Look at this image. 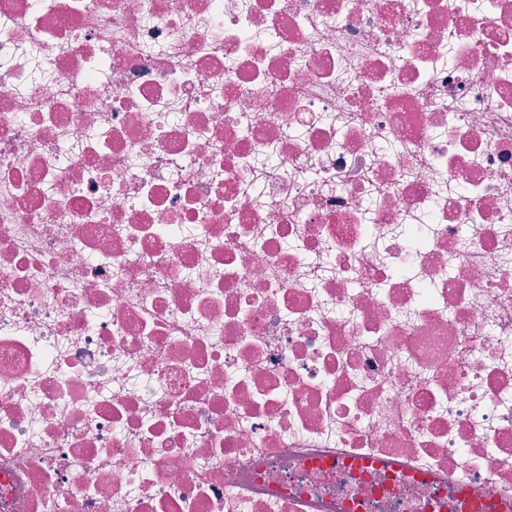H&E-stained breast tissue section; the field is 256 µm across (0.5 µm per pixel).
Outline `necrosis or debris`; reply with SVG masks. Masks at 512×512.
Listing matches in <instances>:
<instances>
[{"instance_id":"1","label":"necrosis or debris","mask_w":512,"mask_h":512,"mask_svg":"<svg viewBox=\"0 0 512 512\" xmlns=\"http://www.w3.org/2000/svg\"><path fill=\"white\" fill-rule=\"evenodd\" d=\"M512 512V0H0V512Z\"/></svg>"}]
</instances>
